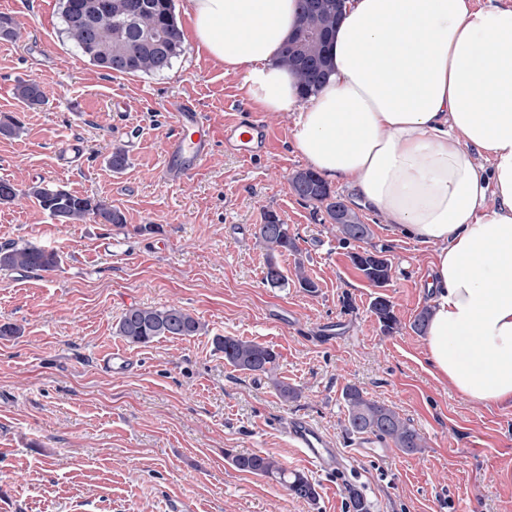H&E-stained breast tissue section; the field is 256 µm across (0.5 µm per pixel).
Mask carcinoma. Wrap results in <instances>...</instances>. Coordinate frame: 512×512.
Here are the masks:
<instances>
[{
    "label": "carcinoma",
    "mask_w": 512,
    "mask_h": 512,
    "mask_svg": "<svg viewBox=\"0 0 512 512\" xmlns=\"http://www.w3.org/2000/svg\"><path fill=\"white\" fill-rule=\"evenodd\" d=\"M64 32L76 50L92 63L115 75L160 73L172 67L184 52L182 32L174 15L173 0H96L97 15L83 26L71 22L73 14L82 9L84 0H61ZM324 0H300L296 31H321L332 35L338 18L332 12L319 10ZM328 55L320 41L291 37L281 50L279 62L296 73L302 97L314 94L322 83ZM17 96L30 107L44 103V92L35 82L21 83ZM22 124L10 115L0 117V135L17 137ZM292 193L301 200L315 203L324 209L330 223L336 225L340 240L363 243L366 248L350 254V261L373 286L385 287L392 277L389 259L376 261L373 255L385 250L368 247L373 237L371 225L351 207H344L342 219L336 220V195L313 170H300L290 180ZM19 195L33 198L39 207L62 224H80L89 219L101 224H123L121 210L77 195L60 186L36 183L25 189L0 180V203L13 201ZM257 239L268 252L263 279L273 288L288 285V277L276 261V255L296 250L295 238L288 225L276 213L264 214V223L257 227ZM60 255L31 243H13L0 248V268L15 271H49L60 265ZM371 312L386 332L395 330L398 319L392 301L378 296L371 303ZM206 332L205 324L192 313L174 306H131L119 317L117 335L134 346H146L160 338L198 336ZM216 351L224 354V361L233 368L253 374H273L276 352L261 343L235 336L214 338ZM347 409V431L352 435L370 434L381 441H391L405 453H416L425 447L421 434L386 404L366 396L355 385L343 392ZM234 467L242 472L272 479L294 496L312 500L316 489L309 479L298 471H289L275 458L260 454H237L232 457ZM353 512H369L362 491L355 485L347 486Z\"/></svg>",
    "instance_id": "cac0c4a2"
}]
</instances>
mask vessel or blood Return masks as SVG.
Wrapping results in <instances>:
<instances>
[{"instance_id": "obj_1", "label": "vessel or blood", "mask_w": 512, "mask_h": 512, "mask_svg": "<svg viewBox=\"0 0 512 512\" xmlns=\"http://www.w3.org/2000/svg\"><path fill=\"white\" fill-rule=\"evenodd\" d=\"M169 111L173 124L164 148L166 167L174 172L194 169L207 158L213 134L192 106L175 101ZM224 142L240 157L250 159L268 149L270 132L263 122L255 119L246 124L237 122L225 126ZM82 155L83 146L74 138L61 140L56 149L60 166L68 169L77 167ZM289 433L312 466L326 469L336 461L338 453L333 442L309 421L294 420Z\"/></svg>"}]
</instances>
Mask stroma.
<instances>
[{"mask_svg": "<svg viewBox=\"0 0 512 512\" xmlns=\"http://www.w3.org/2000/svg\"><path fill=\"white\" fill-rule=\"evenodd\" d=\"M19 35L0 39V116L23 126L0 136V179L47 182L119 208L122 224H61L34 199L0 204V247L55 249L52 271H0V512H352L347 485L370 512H512V407L476 405L431 373L412 324L427 307L422 281L431 251L370 213L372 242L392 279L373 287L353 267L354 243L338 239L322 210L295 196L289 177L307 169L287 112L258 113L239 75L199 54L192 38L172 68L119 76L77 55L63 32L60 0H0ZM34 81L46 102L16 95ZM192 102L210 126V154L170 175L166 107ZM261 116L271 150L245 160L224 145L227 123ZM83 144L80 165L56 166L61 137ZM127 166L112 170L114 148ZM277 213L296 239L277 261L288 285L264 283L266 252L255 231ZM304 265L315 291L293 273ZM394 305L383 331L374 297ZM178 305L207 334L126 344L115 325L132 306ZM216 336L269 346L274 378L235 370L213 349ZM126 351L121 372L101 367ZM300 396L283 401L274 381ZM393 407L426 440L407 454L346 430V386ZM305 419L331 437L339 466L308 465L288 424ZM269 455L314 484L294 497L274 480L237 470L231 457Z\"/></svg>", "mask_w": 512, "mask_h": 512, "instance_id": "35a3bbf8", "label": "stroma"}]
</instances>
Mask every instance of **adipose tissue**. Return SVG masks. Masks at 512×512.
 Listing matches in <instances>:
<instances>
[{
  "mask_svg": "<svg viewBox=\"0 0 512 512\" xmlns=\"http://www.w3.org/2000/svg\"><path fill=\"white\" fill-rule=\"evenodd\" d=\"M198 52L392 232L433 251L423 347L471 402L512 406V0H347L300 98L278 62L297 0H183Z\"/></svg>",
  "mask_w": 512,
  "mask_h": 512,
  "instance_id": "ef3b65f1",
  "label": "adipose tissue"
}]
</instances>
